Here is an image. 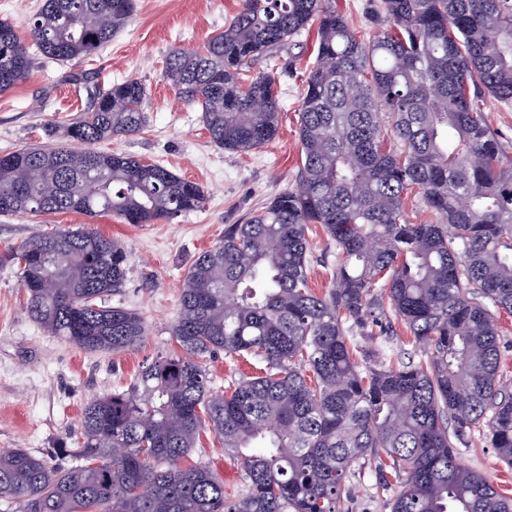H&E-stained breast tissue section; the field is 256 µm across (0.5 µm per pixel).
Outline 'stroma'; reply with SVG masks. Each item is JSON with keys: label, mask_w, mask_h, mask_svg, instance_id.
<instances>
[{"label": "stroma", "mask_w": 512, "mask_h": 512, "mask_svg": "<svg viewBox=\"0 0 512 512\" xmlns=\"http://www.w3.org/2000/svg\"><path fill=\"white\" fill-rule=\"evenodd\" d=\"M239 0H135L130 23L95 55L56 63L34 55L28 77L0 94V156L45 142V128L62 127L88 107L94 86L140 80L147 91L149 123L138 134L97 143L100 151L125 153L166 166L199 183L206 200L198 210L157 224L132 225L110 216L76 213L0 215V448L35 453L72 447L84 406L95 396L126 388L146 362L177 352L171 334L180 283L197 256L244 223L251 211L294 186L301 164L299 105L315 62V31L296 37L278 62L280 125L277 137L247 154L211 143L197 108L183 102L164 80L172 48H201L238 10ZM62 227L94 229L119 239L131 255L123 288L108 305L140 314L146 334L133 349L88 353L48 335L23 309L25 295L6 256L30 238ZM462 464L493 479L512 497V468L505 466L482 433L457 450ZM189 463L208 464L234 492L240 470L213 434H203ZM340 512H391L396 478L380 482L374 464L351 479Z\"/></svg>", "instance_id": "obj_1"}]
</instances>
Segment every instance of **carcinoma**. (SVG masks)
Listing matches in <instances>:
<instances>
[{"mask_svg": "<svg viewBox=\"0 0 512 512\" xmlns=\"http://www.w3.org/2000/svg\"><path fill=\"white\" fill-rule=\"evenodd\" d=\"M133 13L134 0H43L30 35L68 62L101 51ZM374 13L386 26L362 39L335 0H241L203 50L170 51L163 78L201 109L211 142L249 153L275 139L279 116L275 76L253 64L318 24L296 186L197 257L172 325L181 351L84 407L67 449L75 463L0 449V500L18 512H336L355 470L384 455L403 478L391 512H512V497L456 457L477 429L512 466L497 318L512 313V161L480 105L486 94L512 104V0H379ZM30 67L0 20V93ZM145 100L142 82L114 84L63 127L85 149L0 156V215L155 224L200 208L199 184L91 149L141 131ZM314 224L336 253L322 295L309 286ZM7 260L50 335L100 354L145 335L138 313L106 305L130 268L120 241L60 228ZM396 321L427 358L393 367L388 343L361 344ZM221 352L251 358L259 374L213 387ZM204 429L240 465L232 495L209 466H178Z\"/></svg>", "mask_w": 512, "mask_h": 512, "instance_id": "carcinoma-1", "label": "carcinoma"}]
</instances>
